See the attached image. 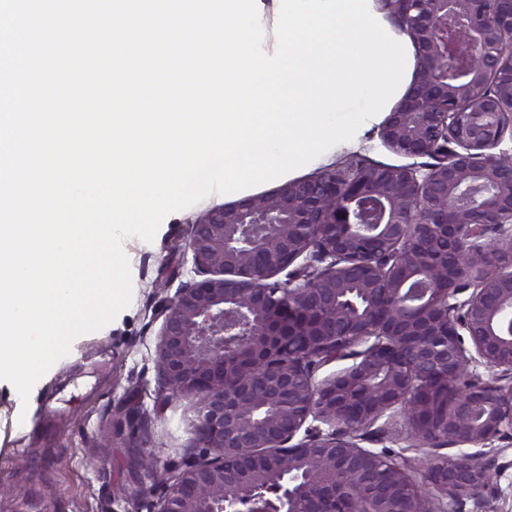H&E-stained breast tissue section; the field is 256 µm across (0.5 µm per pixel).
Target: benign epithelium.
Wrapping results in <instances>:
<instances>
[{
    "label": "benign epithelium",
    "mask_w": 512,
    "mask_h": 512,
    "mask_svg": "<svg viewBox=\"0 0 512 512\" xmlns=\"http://www.w3.org/2000/svg\"><path fill=\"white\" fill-rule=\"evenodd\" d=\"M383 3L416 70L378 137L415 162L327 167L196 220L200 279L165 306L155 354L166 391L196 399L204 453L154 496L128 409L127 498L147 512H488L503 494L479 457L512 436V385L477 369L512 376V0ZM399 421L425 465L360 445Z\"/></svg>",
    "instance_id": "benign-epithelium-1"
}]
</instances>
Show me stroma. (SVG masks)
I'll list each match as a JSON object with an SVG mask.
<instances>
[{
    "mask_svg": "<svg viewBox=\"0 0 512 512\" xmlns=\"http://www.w3.org/2000/svg\"><path fill=\"white\" fill-rule=\"evenodd\" d=\"M223 203L210 195L168 214L153 241H124L130 305L101 330L76 338L28 401L0 381V512H146L125 495L135 467L125 420L130 399L144 414L147 446L167 475L194 454L193 402L166 399L155 347L162 309L197 278L191 228Z\"/></svg>",
    "mask_w": 512,
    "mask_h": 512,
    "instance_id": "1",
    "label": "stroma"
}]
</instances>
